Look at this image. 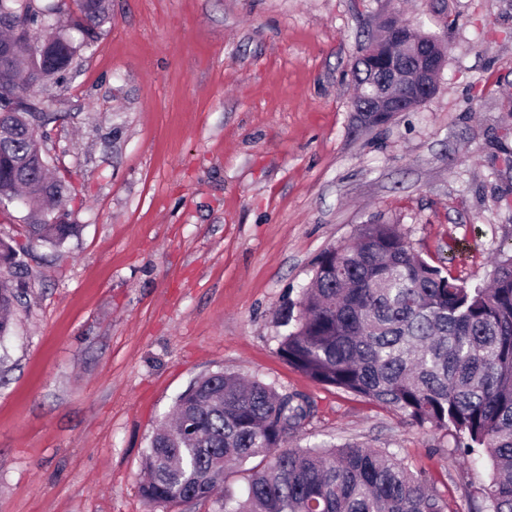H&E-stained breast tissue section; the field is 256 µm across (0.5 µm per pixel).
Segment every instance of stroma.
I'll list each match as a JSON object with an SVG mask.
<instances>
[{
  "instance_id": "stroma-1",
  "label": "stroma",
  "mask_w": 512,
  "mask_h": 512,
  "mask_svg": "<svg viewBox=\"0 0 512 512\" xmlns=\"http://www.w3.org/2000/svg\"><path fill=\"white\" fill-rule=\"evenodd\" d=\"M110 5L66 83L28 91L79 231L29 246L0 343V512H151L156 428L222 371L306 398L294 445L391 449L453 512H476L466 490L488 467L294 369L280 313L322 253L378 220L460 280L491 277L512 246V0ZM394 14L443 37L447 62L431 98L368 125L352 65Z\"/></svg>"
}]
</instances>
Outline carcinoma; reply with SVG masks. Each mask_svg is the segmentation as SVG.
I'll use <instances>...</instances> for the list:
<instances>
[{
  "mask_svg": "<svg viewBox=\"0 0 512 512\" xmlns=\"http://www.w3.org/2000/svg\"><path fill=\"white\" fill-rule=\"evenodd\" d=\"M70 29L34 36L0 20V43L13 56L0 84V115L36 80L60 83L94 28L109 19L107 0H75ZM358 107L373 94L367 70L352 66ZM43 134L20 121L0 135V195L41 185L38 208L61 203L65 187L27 165ZM78 230L64 221L29 224L31 243L60 245ZM0 240V338L11 331L12 308L25 294L20 255ZM288 327L281 356L311 381L398 411L419 427L446 431L454 451L473 463L488 459L482 488L487 512H512V254L495 260L491 283L469 286L416 253L392 224L372 222L351 243L325 251L310 285L285 304ZM310 414L296 394L260 380L217 372L195 381L176 400L170 425L154 433L142 459L141 492L166 509L224 491V512H445L437 488L388 448L358 442L292 448ZM260 457L261 468L246 467ZM246 473V496L227 486Z\"/></svg>",
  "mask_w": 512,
  "mask_h": 512,
  "instance_id": "cac0c4a2",
  "label": "carcinoma"
}]
</instances>
